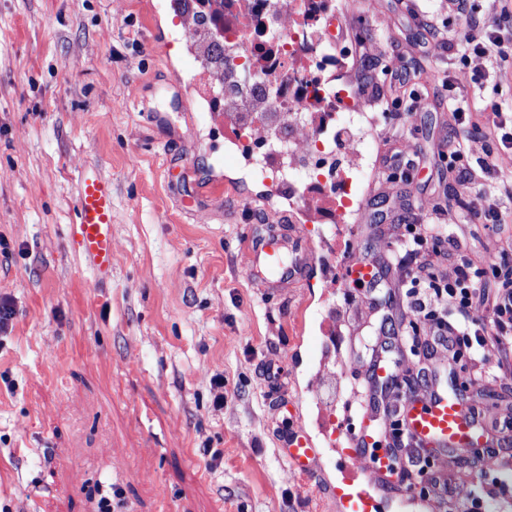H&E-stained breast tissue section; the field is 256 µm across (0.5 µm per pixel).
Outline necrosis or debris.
Instances as JSON below:
<instances>
[{
	"label": "necrosis or debris",
	"instance_id": "necrosis-or-debris-1",
	"mask_svg": "<svg viewBox=\"0 0 512 512\" xmlns=\"http://www.w3.org/2000/svg\"><path fill=\"white\" fill-rule=\"evenodd\" d=\"M184 38L206 55L205 93L258 179L287 185L324 239L349 223L365 169L355 143L373 130L330 92L338 59L334 0H184Z\"/></svg>",
	"mask_w": 512,
	"mask_h": 512
}]
</instances>
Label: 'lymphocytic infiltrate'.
Listing matches in <instances>:
<instances>
[{"label":"lymphocytic infiltrate","instance_id":"lymphocytic-infiltrate-1","mask_svg":"<svg viewBox=\"0 0 512 512\" xmlns=\"http://www.w3.org/2000/svg\"><path fill=\"white\" fill-rule=\"evenodd\" d=\"M498 17L493 12L466 17L455 31L454 41L461 49V60L470 55L502 56V41L497 36ZM457 132L447 139L442 157L461 188L458 212L461 222L480 217L489 233L500 234L512 212L503 200L512 198V171L492 169L489 163L472 167L465 135L471 115L455 107ZM398 254L376 256L382 271H389L397 259L415 264L417 271L404 292L410 314L407 324L394 327L390 315L391 298L381 289L372 296L377 311L378 334L369 355V365L385 360L400 340H408L421 365L413 384L429 383L442 368L466 371L473 359L497 356L498 368L512 363V242L500 248L493 260H476L462 252L452 230L441 217L429 224L416 222L395 227ZM452 274H445L444 266Z\"/></svg>","mask_w":512,"mask_h":512}]
</instances>
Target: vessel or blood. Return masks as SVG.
<instances>
[{"instance_id": "obj_1", "label": "vessel or blood", "mask_w": 512, "mask_h": 512, "mask_svg": "<svg viewBox=\"0 0 512 512\" xmlns=\"http://www.w3.org/2000/svg\"><path fill=\"white\" fill-rule=\"evenodd\" d=\"M76 222L71 227L70 243L93 274L95 285L112 278V180L99 165H89L81 174L75 204ZM282 225L269 223L262 231L252 233L247 241L250 279L264 286L284 283L302 276L314 258L309 240L294 239L288 260L277 256L278 240L283 237ZM376 269L370 260L353 255L340 265L336 280L340 283L372 282ZM398 421L404 438L416 448L438 460L462 450L497 447L493 432L470 409L461 396L442 387L431 393L409 392L398 404ZM371 412H364L360 423L344 422L342 440L330 435L329 425H322L325 447H318L315 436L305 431L290 433L282 444L287 460L300 473L311 475L310 461L324 459L330 469L340 471L342 480L334 493L343 512H377L378 503L367 480L361 479L354 462L368 459L371 468L398 473L399 463L390 452L370 454L377 432Z\"/></svg>"}]
</instances>
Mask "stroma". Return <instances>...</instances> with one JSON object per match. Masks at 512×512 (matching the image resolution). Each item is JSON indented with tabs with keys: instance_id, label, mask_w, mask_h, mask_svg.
Returning <instances> with one entry per match:
<instances>
[{
	"instance_id": "1",
	"label": "stroma",
	"mask_w": 512,
	"mask_h": 512,
	"mask_svg": "<svg viewBox=\"0 0 512 512\" xmlns=\"http://www.w3.org/2000/svg\"><path fill=\"white\" fill-rule=\"evenodd\" d=\"M172 0H0V300L14 315L0 331V512H338L326 479L302 477L277 430L308 428L316 404L309 348L327 316L336 344L319 355L350 398L364 376V338L375 320L369 293L326 295L325 268L350 254L394 247L368 222L370 203L409 201L423 215L457 189L437 155L455 128L436 84L459 62L443 40L437 0H340L339 86L354 88L358 42L375 40L373 80L407 65L413 97L358 107L383 121L360 144L368 167L353 228L315 243V261L264 295L248 280L245 241L265 211L291 207L268 195L245 163L228 159L220 125L182 111L178 82L198 83ZM482 84L464 109L512 113V58L496 68L473 56ZM420 160L388 174L385 152ZM90 163L112 180V281L93 277L69 246L78 177ZM279 365L290 412L266 401V368ZM487 366L463 375L487 421L512 406V380ZM224 377L215 408L211 379ZM221 450L217 466L203 451ZM458 501L474 485L512 483V449L488 470L436 462Z\"/></svg>"
}]
</instances>
